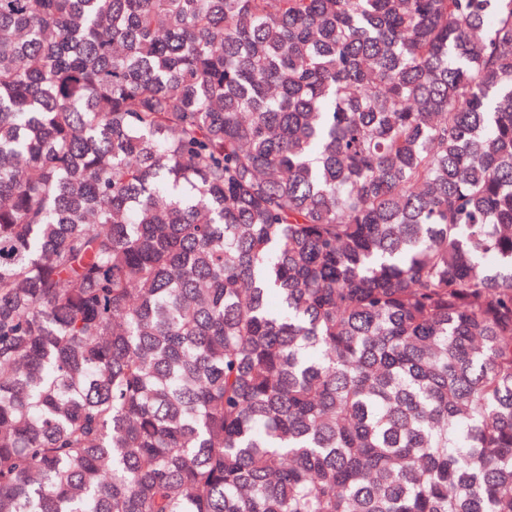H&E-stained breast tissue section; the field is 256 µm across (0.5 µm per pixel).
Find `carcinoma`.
<instances>
[{"label": "carcinoma", "mask_w": 512, "mask_h": 512, "mask_svg": "<svg viewBox=\"0 0 512 512\" xmlns=\"http://www.w3.org/2000/svg\"><path fill=\"white\" fill-rule=\"evenodd\" d=\"M0 512H512V0H0Z\"/></svg>", "instance_id": "obj_1"}]
</instances>
